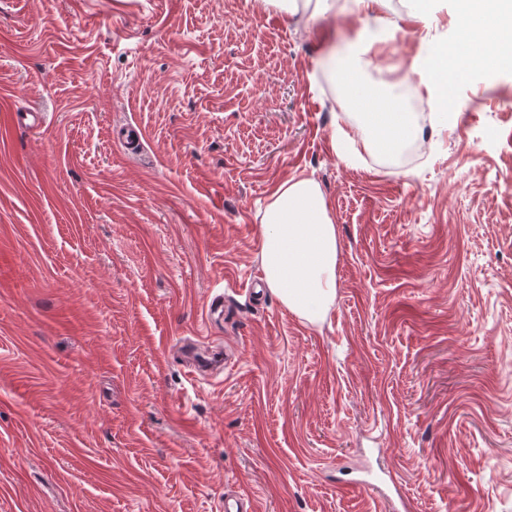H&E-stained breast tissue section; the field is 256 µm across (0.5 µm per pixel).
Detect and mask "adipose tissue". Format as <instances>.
<instances>
[{
	"label": "adipose tissue",
	"instance_id": "ef3b65f1",
	"mask_svg": "<svg viewBox=\"0 0 512 512\" xmlns=\"http://www.w3.org/2000/svg\"><path fill=\"white\" fill-rule=\"evenodd\" d=\"M469 22L466 41L470 61L489 62L503 40L512 37V0H460ZM374 40L354 45L343 65L345 89L360 109V129L378 154H396L415 134L412 113L396 100L366 88L361 73L372 63ZM447 46L434 52L421 71L422 84L441 108L454 103L453 83L445 63ZM259 261L264 280L288 310L312 324L323 323L336 301L339 240L325 195L318 182L303 173L281 182L261 212Z\"/></svg>",
	"mask_w": 512,
	"mask_h": 512
}]
</instances>
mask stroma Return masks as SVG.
I'll return each mask as SVG.
<instances>
[{
    "label": "stroma",
    "instance_id": "obj_1",
    "mask_svg": "<svg viewBox=\"0 0 512 512\" xmlns=\"http://www.w3.org/2000/svg\"><path fill=\"white\" fill-rule=\"evenodd\" d=\"M457 8L0 0V512H224L229 486L390 512L384 471L409 512H512V62L416 113L415 165L365 146L325 60L380 38L363 80L412 107ZM301 172L340 242L320 325L258 260ZM183 342L225 348L223 373Z\"/></svg>",
    "mask_w": 512,
    "mask_h": 512
}]
</instances>
